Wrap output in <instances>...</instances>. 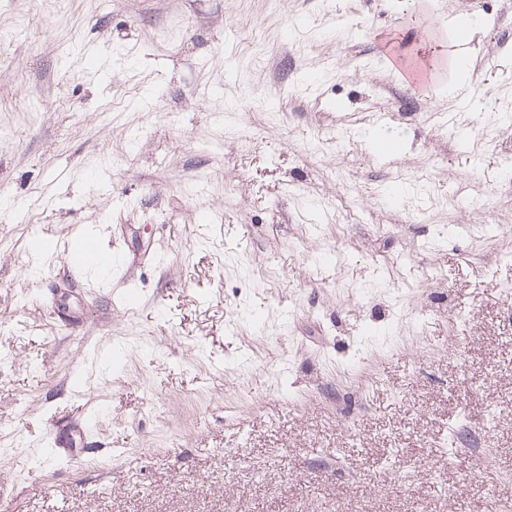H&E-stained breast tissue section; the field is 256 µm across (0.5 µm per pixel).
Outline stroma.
<instances>
[{"mask_svg":"<svg viewBox=\"0 0 512 512\" xmlns=\"http://www.w3.org/2000/svg\"><path fill=\"white\" fill-rule=\"evenodd\" d=\"M472 2L0 0L8 512H496L512 0ZM391 40L468 55L478 111ZM81 226L153 259L74 267ZM56 414L97 466L50 456Z\"/></svg>","mask_w":512,"mask_h":512,"instance_id":"1","label":"stroma"}]
</instances>
